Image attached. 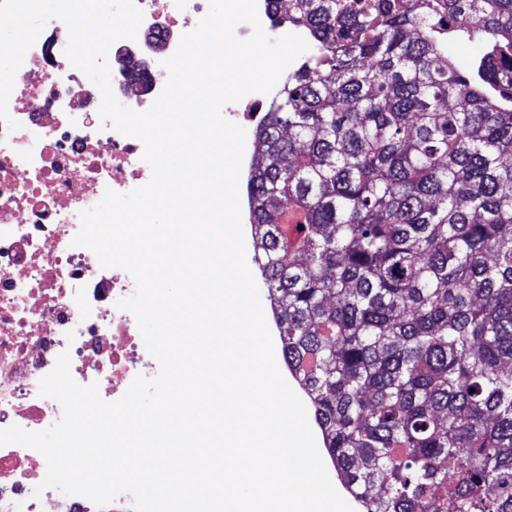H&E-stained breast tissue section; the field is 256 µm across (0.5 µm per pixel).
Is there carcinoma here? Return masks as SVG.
Wrapping results in <instances>:
<instances>
[{
    "label": "carcinoma",
    "instance_id": "obj_1",
    "mask_svg": "<svg viewBox=\"0 0 512 512\" xmlns=\"http://www.w3.org/2000/svg\"><path fill=\"white\" fill-rule=\"evenodd\" d=\"M287 19L247 180L282 361L361 512H512V0Z\"/></svg>",
    "mask_w": 512,
    "mask_h": 512
}]
</instances>
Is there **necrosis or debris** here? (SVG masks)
Here are the masks:
<instances>
[{
	"label": "necrosis or debris",
	"mask_w": 512,
	"mask_h": 512,
	"mask_svg": "<svg viewBox=\"0 0 512 512\" xmlns=\"http://www.w3.org/2000/svg\"><path fill=\"white\" fill-rule=\"evenodd\" d=\"M134 2L143 14L137 35L115 41L107 62L116 99L143 112L167 82L163 62L190 33L189 18H203L209 3ZM67 41L65 23L48 21L9 97L20 127L0 122V428L42 431L60 418V405L39 393L60 354H69L78 384H97L110 403L155 370L135 315L118 306L134 293L133 278L73 243L80 211L106 190L144 185V144L102 120L100 91L66 57ZM41 458L21 445L0 446V512H132L127 493L102 508L54 488L35 494Z\"/></svg>",
	"instance_id": "1"
}]
</instances>
